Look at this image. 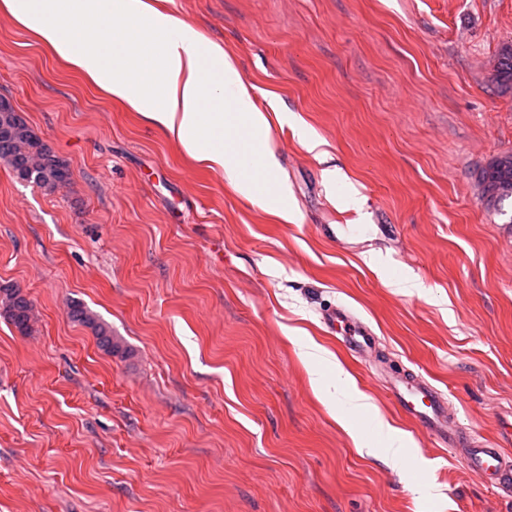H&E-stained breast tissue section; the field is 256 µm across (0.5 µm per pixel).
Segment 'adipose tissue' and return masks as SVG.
Listing matches in <instances>:
<instances>
[{
    "label": "adipose tissue",
    "mask_w": 512,
    "mask_h": 512,
    "mask_svg": "<svg viewBox=\"0 0 512 512\" xmlns=\"http://www.w3.org/2000/svg\"><path fill=\"white\" fill-rule=\"evenodd\" d=\"M9 12L75 71L139 112L238 194L288 223V185L270 148L257 88L222 44L152 0H4ZM111 22L109 34L87 33ZM257 153L258 165L244 161Z\"/></svg>",
    "instance_id": "obj_1"
}]
</instances>
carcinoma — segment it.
Instances as JSON below:
<instances>
[{
	"instance_id": "carcinoma-1",
	"label": "carcinoma",
	"mask_w": 512,
	"mask_h": 512,
	"mask_svg": "<svg viewBox=\"0 0 512 512\" xmlns=\"http://www.w3.org/2000/svg\"><path fill=\"white\" fill-rule=\"evenodd\" d=\"M494 80L500 91L512 90L511 44L503 46L497 55ZM0 160L10 168L15 178L47 190H55L70 179V175L57 170L59 157L35 133L5 150L0 148ZM478 182L481 204L500 215L506 214L502 204L512 198V154L489 162L481 170ZM0 304L3 305L4 316L20 333L29 330L32 305L21 295L20 289L9 285L1 287ZM69 317L74 322L91 327L98 345L106 353L121 358L129 355L127 348L112 339L109 327L98 321L84 305L78 302L72 304Z\"/></svg>"
}]
</instances>
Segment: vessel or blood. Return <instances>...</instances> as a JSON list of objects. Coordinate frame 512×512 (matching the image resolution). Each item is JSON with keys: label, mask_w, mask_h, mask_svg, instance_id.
<instances>
[{"label": "vessel or blood", "mask_w": 512, "mask_h": 512, "mask_svg": "<svg viewBox=\"0 0 512 512\" xmlns=\"http://www.w3.org/2000/svg\"><path fill=\"white\" fill-rule=\"evenodd\" d=\"M324 320L329 326L344 330L346 344L351 351L364 354L373 349L375 338L372 330L346 307L329 310ZM387 391L401 413L439 443L448 448L463 449L468 467L489 482L495 491L512 493V453L464 436L457 428L451 427L448 404L434 387L416 375L403 373L390 375Z\"/></svg>", "instance_id": "obj_1"}]
</instances>
